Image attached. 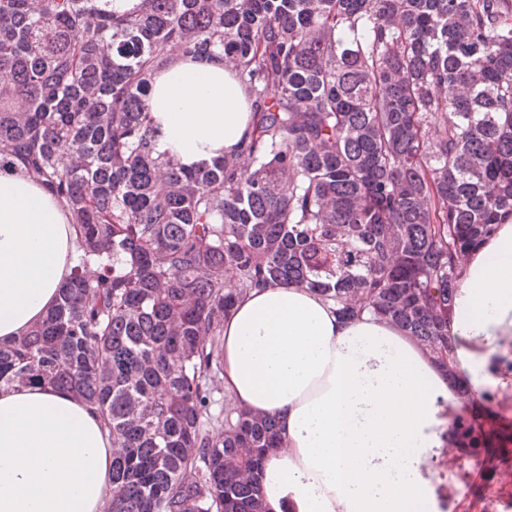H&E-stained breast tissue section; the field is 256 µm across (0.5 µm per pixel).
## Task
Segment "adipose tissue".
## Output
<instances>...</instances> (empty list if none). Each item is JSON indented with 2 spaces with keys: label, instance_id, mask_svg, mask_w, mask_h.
Masks as SVG:
<instances>
[{
  "label": "adipose tissue",
  "instance_id": "obj_1",
  "mask_svg": "<svg viewBox=\"0 0 512 512\" xmlns=\"http://www.w3.org/2000/svg\"><path fill=\"white\" fill-rule=\"evenodd\" d=\"M159 149L185 167L232 154L249 129L245 88L217 59L175 52L154 78ZM78 257L60 202L13 165L0 166V343L55 305ZM451 333L472 392L512 335V220L464 262ZM224 393L275 420L278 448L259 471L267 512H441L436 463L446 410L461 401L415 337L363 309L295 285L250 290L224 320ZM112 439L70 392L0 389V512H104Z\"/></svg>",
  "mask_w": 512,
  "mask_h": 512
}]
</instances>
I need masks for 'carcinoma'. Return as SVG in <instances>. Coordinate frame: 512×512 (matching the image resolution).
<instances>
[{
    "label": "carcinoma",
    "instance_id": "1",
    "mask_svg": "<svg viewBox=\"0 0 512 512\" xmlns=\"http://www.w3.org/2000/svg\"><path fill=\"white\" fill-rule=\"evenodd\" d=\"M234 67L252 125L186 168L148 96L172 51ZM0 162L79 231L56 305L0 343V388L45 385L112 434L105 512H265L274 420L206 428L224 318L293 283L420 339L463 399L457 476L512 466V369L477 397L453 366L466 254L512 220L509 0H0ZM98 265L96 278L83 269Z\"/></svg>",
    "mask_w": 512,
    "mask_h": 512
}]
</instances>
